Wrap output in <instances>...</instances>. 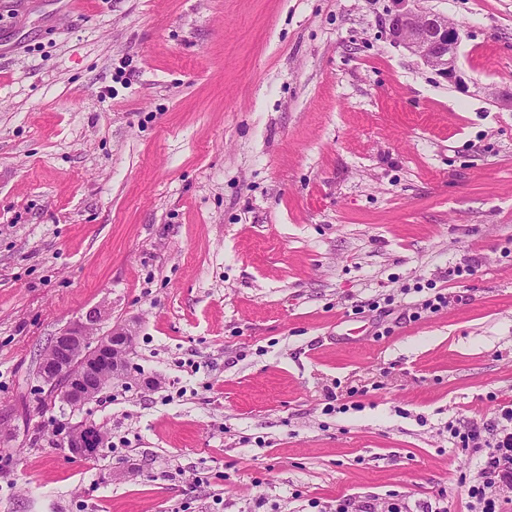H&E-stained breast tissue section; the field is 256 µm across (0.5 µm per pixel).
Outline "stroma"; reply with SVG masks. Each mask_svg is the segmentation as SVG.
Returning a JSON list of instances; mask_svg holds the SVG:
<instances>
[{
    "instance_id": "obj_1",
    "label": "stroma",
    "mask_w": 512,
    "mask_h": 512,
    "mask_svg": "<svg viewBox=\"0 0 512 512\" xmlns=\"http://www.w3.org/2000/svg\"><path fill=\"white\" fill-rule=\"evenodd\" d=\"M419 5L463 86L393 0H0V512H467L448 425L512 405V0ZM100 304L134 379L74 411L38 367ZM398 9L391 15V40L446 82L463 83L458 68L460 29L443 16L416 7L419 0H395ZM99 429L92 424H81L71 427L66 435L65 447L75 456L87 454L89 442L97 438Z\"/></svg>"
}]
</instances>
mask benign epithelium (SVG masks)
<instances>
[{
  "label": "benign epithelium",
  "instance_id": "7a95c632",
  "mask_svg": "<svg viewBox=\"0 0 512 512\" xmlns=\"http://www.w3.org/2000/svg\"><path fill=\"white\" fill-rule=\"evenodd\" d=\"M398 9L391 15L388 33L391 40L445 81L463 83L458 68V49L462 41L460 29L443 16L416 7L418 0H396ZM101 311H90L85 321L59 331L51 344V352L42 364L45 381L60 385L58 396L70 407H81L94 399L109 381L113 371L111 349L115 337L132 335V331H111L92 341L96 335ZM99 429L81 424L69 429L65 447L75 456L87 454L89 442Z\"/></svg>",
  "mask_w": 512,
  "mask_h": 512
}]
</instances>
